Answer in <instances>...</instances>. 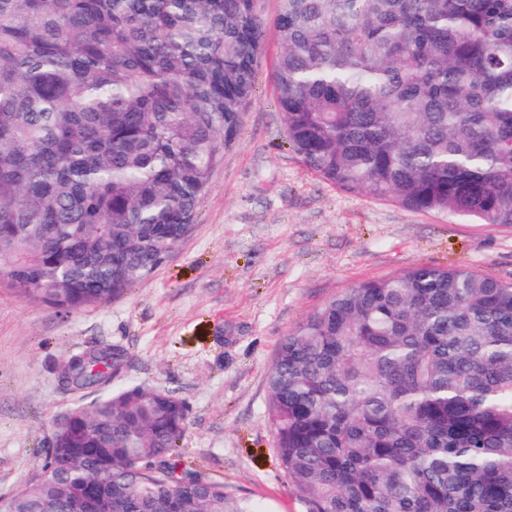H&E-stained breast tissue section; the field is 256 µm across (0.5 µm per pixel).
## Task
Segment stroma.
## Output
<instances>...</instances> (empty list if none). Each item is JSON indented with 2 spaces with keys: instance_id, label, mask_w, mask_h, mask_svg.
Here are the masks:
<instances>
[{
  "instance_id": "stroma-1",
  "label": "stroma",
  "mask_w": 512,
  "mask_h": 512,
  "mask_svg": "<svg viewBox=\"0 0 512 512\" xmlns=\"http://www.w3.org/2000/svg\"><path fill=\"white\" fill-rule=\"evenodd\" d=\"M269 35L255 98L214 169L191 233L124 297L72 312L0 286V494L40 469L78 395L55 366L116 345L115 386L140 385L189 407L179 452L262 512H304L276 454L267 376L289 329L346 288L417 265L465 266L512 281V225L415 213L344 193L287 142Z\"/></svg>"
}]
</instances>
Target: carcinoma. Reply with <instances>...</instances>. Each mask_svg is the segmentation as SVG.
Masks as SVG:
<instances>
[{
    "instance_id": "obj_1",
    "label": "carcinoma",
    "mask_w": 512,
    "mask_h": 512,
    "mask_svg": "<svg viewBox=\"0 0 512 512\" xmlns=\"http://www.w3.org/2000/svg\"><path fill=\"white\" fill-rule=\"evenodd\" d=\"M288 144L339 190L512 225V0H278ZM258 0H0V283L69 312L148 279L251 104ZM126 353L60 362L74 393ZM277 453L305 512H512V281L413 267L281 341ZM187 406L126 386L58 423L0 512H259L185 468Z\"/></svg>"
}]
</instances>
